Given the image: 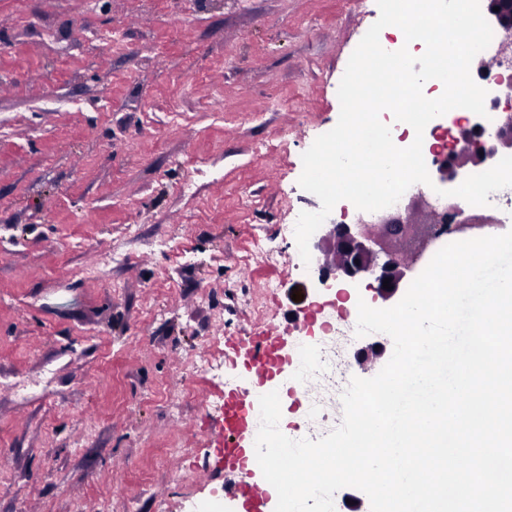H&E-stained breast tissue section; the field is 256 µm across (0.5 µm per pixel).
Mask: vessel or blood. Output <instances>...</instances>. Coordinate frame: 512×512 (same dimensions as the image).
Segmentation results:
<instances>
[{
    "label": "vessel or blood",
    "mask_w": 512,
    "mask_h": 512,
    "mask_svg": "<svg viewBox=\"0 0 512 512\" xmlns=\"http://www.w3.org/2000/svg\"><path fill=\"white\" fill-rule=\"evenodd\" d=\"M285 338L280 333L267 331L247 338L245 355L256 378L266 379L278 365V353ZM247 399L230 397L225 404L224 457L241 475L232 492L241 499L243 512H265L266 488L252 484L250 475L257 468L256 458L248 449L255 435V426Z\"/></svg>",
    "instance_id": "obj_1"
}]
</instances>
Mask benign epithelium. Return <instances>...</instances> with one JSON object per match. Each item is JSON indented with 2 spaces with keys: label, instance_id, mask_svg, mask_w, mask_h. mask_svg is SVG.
Returning <instances> with one entry per match:
<instances>
[{
  "label": "benign epithelium",
  "instance_id": "7a95c632",
  "mask_svg": "<svg viewBox=\"0 0 512 512\" xmlns=\"http://www.w3.org/2000/svg\"><path fill=\"white\" fill-rule=\"evenodd\" d=\"M487 13L491 22L512 32V8L506 10L500 7V0H490ZM464 138L465 146L436 159V174L443 184L456 183L476 167L512 156V113L503 116L495 141L476 140L468 131L464 132ZM412 215V208L407 205L403 212L383 218L375 225L361 218L351 224L333 220L321 225L312 235V251L318 257L317 264L312 266L311 286L317 290L327 289L337 282L355 286L370 279L372 289L382 301L399 300L409 273L428 246L443 233L438 225L444 220L431 208L428 221L423 225L422 240L410 237ZM387 278L390 288L385 289L383 282ZM382 354V347L367 346L359 353L357 365L365 373L378 371L382 369Z\"/></svg>",
  "mask_w": 512,
  "mask_h": 512
}]
</instances>
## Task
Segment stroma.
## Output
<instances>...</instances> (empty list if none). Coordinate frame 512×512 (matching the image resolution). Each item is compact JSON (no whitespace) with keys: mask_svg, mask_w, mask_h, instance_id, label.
Listing matches in <instances>:
<instances>
[{"mask_svg":"<svg viewBox=\"0 0 512 512\" xmlns=\"http://www.w3.org/2000/svg\"><path fill=\"white\" fill-rule=\"evenodd\" d=\"M375 0H0V512H240L239 353L306 313L240 258L318 197ZM219 369L199 375L200 362Z\"/></svg>","mask_w":512,"mask_h":512,"instance_id":"1","label":"stroma"}]
</instances>
